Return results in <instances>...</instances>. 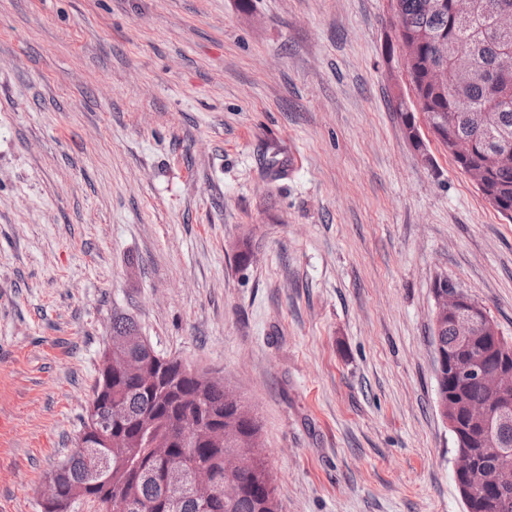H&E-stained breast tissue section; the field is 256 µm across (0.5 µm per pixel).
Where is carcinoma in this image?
Listing matches in <instances>:
<instances>
[{"instance_id": "1", "label": "carcinoma", "mask_w": 512, "mask_h": 512, "mask_svg": "<svg viewBox=\"0 0 512 512\" xmlns=\"http://www.w3.org/2000/svg\"><path fill=\"white\" fill-rule=\"evenodd\" d=\"M406 32L418 43L410 66L414 89L426 100L428 123L453 131L455 146L469 151L458 166L473 165L488 181L483 193L499 213H512V166L503 167L496 149L500 142L512 144V72L492 77L505 54L512 55V29L495 26L500 13H512V0H473V12L457 17L452 0H394ZM434 62L448 70L450 87L429 79ZM470 100L472 111L454 112L449 90ZM395 109L407 139L418 151L423 140L418 131L414 104L397 98ZM112 337L124 340L123 354L141 360L137 376L124 372L118 354L112 365L99 364L94 385V403L112 405V451L95 447L88 417H83L75 448L59 465L64 475L58 491L59 503L76 502L98 506V512H280L276 476L264 454L262 425L256 414L244 411L233 389L205 372H193L180 360L155 350L142 336L137 322L128 315H112ZM434 348L448 355L452 350L464 361L459 332L446 316L434 318ZM436 403L443 418H465L472 402L488 398L477 382L462 385L448 378V368H435ZM196 414L206 430L196 438H183L179 422ZM469 445L477 465L487 467L501 457L512 458V424L501 427L487 439L479 424L470 426ZM182 461L177 474L165 471L156 449ZM106 455L104 478L112 484V497L102 498L103 489L91 485L96 459ZM207 466L224 477V497L194 481L196 468ZM478 487L472 497V512H512V481L501 489L480 487L483 476L474 477Z\"/></svg>"}]
</instances>
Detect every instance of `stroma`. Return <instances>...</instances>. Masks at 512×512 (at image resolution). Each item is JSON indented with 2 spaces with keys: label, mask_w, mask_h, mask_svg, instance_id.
<instances>
[{
  "label": "stroma",
  "mask_w": 512,
  "mask_h": 512,
  "mask_svg": "<svg viewBox=\"0 0 512 512\" xmlns=\"http://www.w3.org/2000/svg\"><path fill=\"white\" fill-rule=\"evenodd\" d=\"M393 39L387 0H0V512L116 312L251 405L281 512H466L433 288L512 342V222L406 138Z\"/></svg>",
  "instance_id": "1"
}]
</instances>
